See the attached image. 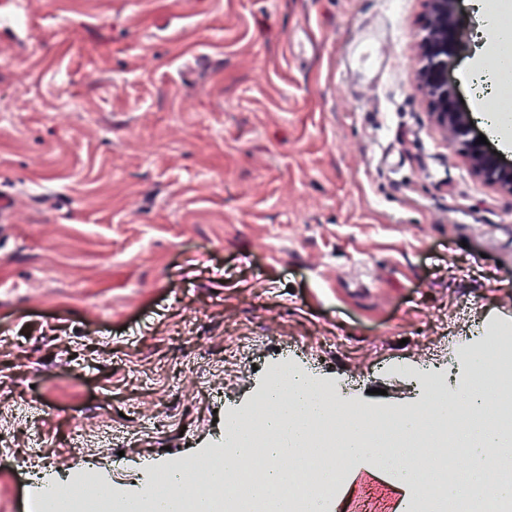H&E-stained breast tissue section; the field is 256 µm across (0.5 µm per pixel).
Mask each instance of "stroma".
<instances>
[{"mask_svg":"<svg viewBox=\"0 0 512 512\" xmlns=\"http://www.w3.org/2000/svg\"><path fill=\"white\" fill-rule=\"evenodd\" d=\"M448 79L468 111L488 34ZM424 0H27L0 15V512L45 465L122 486L249 407L265 367L412 410L512 347V194L473 175L417 82ZM390 20L375 93L338 68ZM43 403L42 410L32 401ZM83 411L87 438L70 436ZM348 467L336 512H401Z\"/></svg>","mask_w":512,"mask_h":512,"instance_id":"obj_1","label":"stroma"}]
</instances>
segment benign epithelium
<instances>
[{
  "mask_svg": "<svg viewBox=\"0 0 512 512\" xmlns=\"http://www.w3.org/2000/svg\"><path fill=\"white\" fill-rule=\"evenodd\" d=\"M427 13L418 40L420 87L431 108L435 123L459 148L475 175L501 191L512 193V168L484 144L469 113L458 102L455 87L448 81V69L466 40L459 19L458 0H425Z\"/></svg>",
  "mask_w": 512,
  "mask_h": 512,
  "instance_id": "1",
  "label": "benign epithelium"
}]
</instances>
